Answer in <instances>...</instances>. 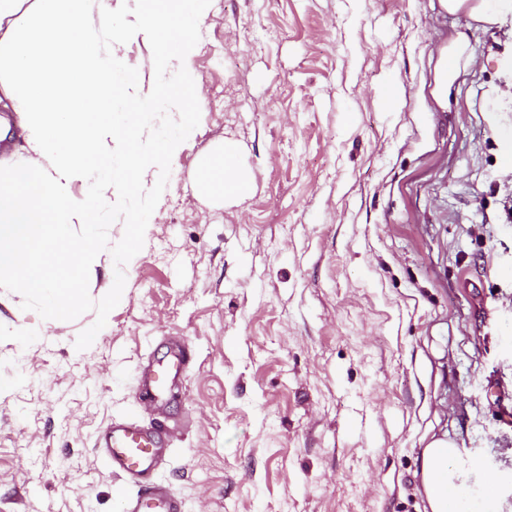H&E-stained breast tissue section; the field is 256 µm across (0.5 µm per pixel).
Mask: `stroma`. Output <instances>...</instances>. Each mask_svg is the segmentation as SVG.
<instances>
[{"label":"stroma","mask_w":512,"mask_h":512,"mask_svg":"<svg viewBox=\"0 0 512 512\" xmlns=\"http://www.w3.org/2000/svg\"><path fill=\"white\" fill-rule=\"evenodd\" d=\"M463 29L474 62L446 109L440 50ZM192 33L202 99L139 117L153 143L184 132L179 154L116 201L73 188L125 262L102 255L65 313L0 282V512H123L133 487L96 450L120 421L170 430L158 475L183 512H431L435 439L512 512V112L487 109L512 23L471 29L438 0H209ZM226 139L255 181L237 203L192 191ZM177 346L179 382L144 403L145 366Z\"/></svg>","instance_id":"35a3bbf8"}]
</instances>
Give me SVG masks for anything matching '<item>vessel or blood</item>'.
<instances>
[{
    "instance_id": "1",
    "label": "vessel or blood",
    "mask_w": 512,
    "mask_h": 512,
    "mask_svg": "<svg viewBox=\"0 0 512 512\" xmlns=\"http://www.w3.org/2000/svg\"><path fill=\"white\" fill-rule=\"evenodd\" d=\"M183 356L163 371H149L151 392L173 384L181 375ZM168 436L134 422H117L99 439L98 452L113 474L137 485L136 494L125 497L123 512H181V503L171 488L155 478L166 454Z\"/></svg>"
}]
</instances>
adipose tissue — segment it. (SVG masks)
Masks as SVG:
<instances>
[{
  "label": "adipose tissue",
  "instance_id": "ef3b65f1",
  "mask_svg": "<svg viewBox=\"0 0 512 512\" xmlns=\"http://www.w3.org/2000/svg\"><path fill=\"white\" fill-rule=\"evenodd\" d=\"M138 22L112 32V0H0V142L21 134L27 156L12 162L0 157V277L33 292L50 295L57 311L77 305L84 286L96 276L103 245L97 241L98 214L74 198L72 187L94 172L110 169L113 152H121L127 176L121 188L130 193L134 173L148 161H167L181 148L170 136L155 153L144 150L141 133L114 120L113 98L129 113L144 112L161 100L177 109L196 103L202 89L190 57L193 39L189 13L204 16L206 0H136ZM449 14L464 15L470 25L488 30L499 25L512 0H440ZM154 41L155 76H163L178 59V81L160 91L144 89L141 62L127 63L122 81L113 78L114 58L130 39ZM472 61L466 34H457L443 51L441 105L461 68ZM238 147L222 142L198 167L195 190L214 201L238 202L254 190L241 175ZM71 224L86 228L83 239L67 234ZM447 480L425 482L432 512H461L468 471L456 447H447Z\"/></svg>",
  "mask_w": 512,
  "mask_h": 512
}]
</instances>
